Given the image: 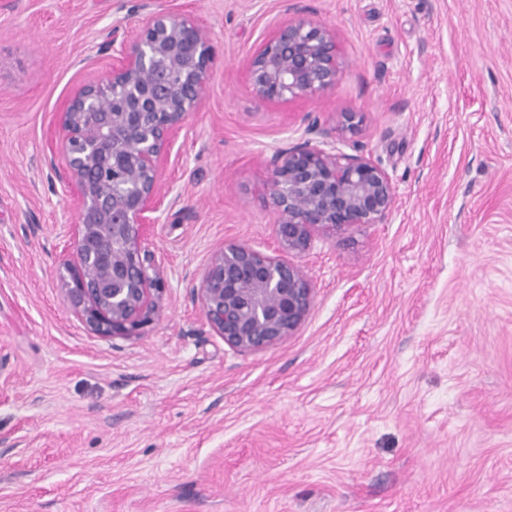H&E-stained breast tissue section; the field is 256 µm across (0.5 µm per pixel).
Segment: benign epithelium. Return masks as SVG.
<instances>
[{
	"instance_id": "obj_1",
	"label": "benign epithelium",
	"mask_w": 512,
	"mask_h": 512,
	"mask_svg": "<svg viewBox=\"0 0 512 512\" xmlns=\"http://www.w3.org/2000/svg\"><path fill=\"white\" fill-rule=\"evenodd\" d=\"M132 40L109 29L88 63L112 54V67L83 86L61 112L62 183L78 213L75 265L62 290L72 311L101 336L137 334L161 306L164 282L145 241L167 211L170 188L160 168L175 134L197 110L214 63L212 48L186 13L151 9ZM293 16L249 57L246 78L264 100L314 97L336 87L343 71L336 29ZM324 140L276 151L269 195L279 248L301 253L316 232L342 234L383 224L398 198L376 161L336 152ZM199 296L205 321L224 343L259 351L295 335L314 305L297 265L229 243L206 268Z\"/></svg>"
}]
</instances>
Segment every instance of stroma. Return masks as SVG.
I'll use <instances>...</instances> for the list:
<instances>
[{
  "mask_svg": "<svg viewBox=\"0 0 512 512\" xmlns=\"http://www.w3.org/2000/svg\"><path fill=\"white\" fill-rule=\"evenodd\" d=\"M148 1L215 60L162 167L161 310L104 337L61 290L77 213L51 146L105 73L83 58ZM302 4L343 77L268 101L245 64L285 0H0V512H512V0ZM325 130L398 208L288 254L309 318L231 348L196 289L226 243L278 254L268 161Z\"/></svg>",
  "mask_w": 512,
  "mask_h": 512,
  "instance_id": "35a3bbf8",
  "label": "stroma"
}]
</instances>
